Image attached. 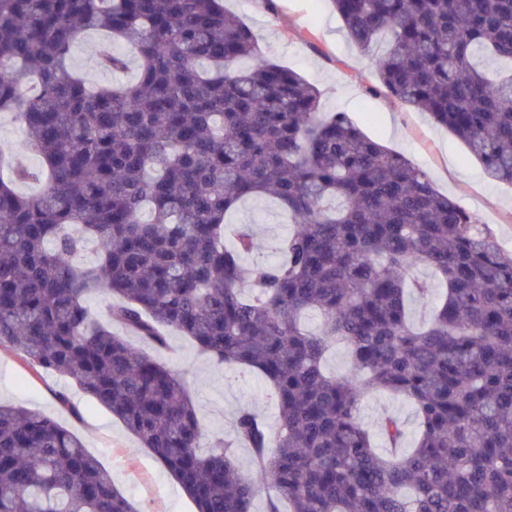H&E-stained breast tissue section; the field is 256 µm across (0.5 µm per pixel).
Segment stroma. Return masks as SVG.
<instances>
[{
	"mask_svg": "<svg viewBox=\"0 0 512 512\" xmlns=\"http://www.w3.org/2000/svg\"><path fill=\"white\" fill-rule=\"evenodd\" d=\"M225 6L253 30L269 59L293 69L321 90L322 111L347 113L365 135L427 170L442 193L489 225L501 242L512 243V186L489 179L465 143L436 125L428 114L376 90L371 56L347 38L328 0H226ZM106 42L104 32L86 33L72 51L74 69L97 85L135 81L137 58H130L122 73L99 68L98 52ZM231 220L257 227L260 245L248 255L251 263L267 259L286 230L272 203L246 204ZM156 355L184 379L197 406L203 446H212L218 437L231 438L234 417L244 407L255 410L268 425L276 424L271 391L249 369L218 365L176 333ZM61 391L68 392L72 409L57 402L55 395ZM0 400L49 415L80 436L87 450L117 477L137 512H195L192 500L121 420L70 388L64 378L34 371L3 347ZM385 413L399 417L408 433H415L417 420L408 401L381 393L364 399L361 416L366 429L375 430Z\"/></svg>",
	"mask_w": 512,
	"mask_h": 512,
	"instance_id": "stroma-1",
	"label": "stroma"
}]
</instances>
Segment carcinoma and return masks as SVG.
I'll use <instances>...</instances> for the list:
<instances>
[{
  "label": "carcinoma",
  "mask_w": 512,
  "mask_h": 512,
  "mask_svg": "<svg viewBox=\"0 0 512 512\" xmlns=\"http://www.w3.org/2000/svg\"><path fill=\"white\" fill-rule=\"evenodd\" d=\"M329 2L378 87L512 186V0ZM89 30L112 38L102 69L127 68L121 44L137 54L135 82L77 75ZM320 96L222 0H0V112L41 159L36 173L0 162V346L108 408L197 512H254L262 485L266 512H512V252ZM36 175L42 193L17 190ZM249 199L288 215L270 262L244 263L256 236L227 221ZM90 240L97 262L81 266ZM421 267L441 296L418 325ZM101 290L107 325L86 304ZM114 324L253 369L276 428L244 407L232 438L201 451L182 378ZM336 343L349 376L325 369ZM371 392L412 403L410 446L393 415L376 436L362 426ZM0 512L137 510L80 437L0 402Z\"/></svg>",
  "instance_id": "cac0c4a2"
}]
</instances>
